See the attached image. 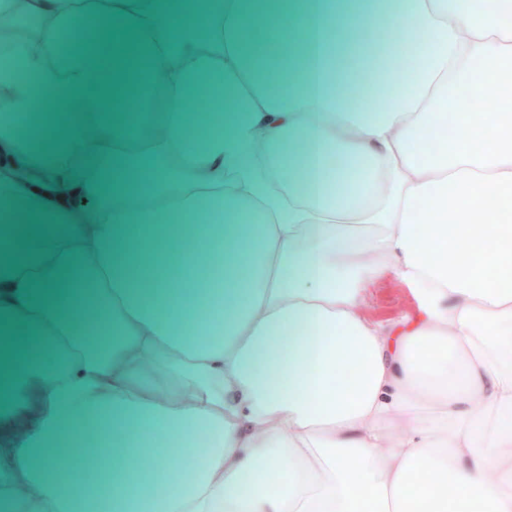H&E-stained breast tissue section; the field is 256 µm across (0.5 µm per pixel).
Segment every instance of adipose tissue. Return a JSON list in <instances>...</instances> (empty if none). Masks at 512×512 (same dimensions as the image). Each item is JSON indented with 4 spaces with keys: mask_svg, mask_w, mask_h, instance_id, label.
Masks as SVG:
<instances>
[{
    "mask_svg": "<svg viewBox=\"0 0 512 512\" xmlns=\"http://www.w3.org/2000/svg\"><path fill=\"white\" fill-rule=\"evenodd\" d=\"M368 21L377 95L343 0H0V512H512V0ZM360 309L372 320L388 321L402 317L414 310L415 301L408 289L393 273L364 285Z\"/></svg>",
    "mask_w": 512,
    "mask_h": 512,
    "instance_id": "1",
    "label": "adipose tissue"
}]
</instances>
